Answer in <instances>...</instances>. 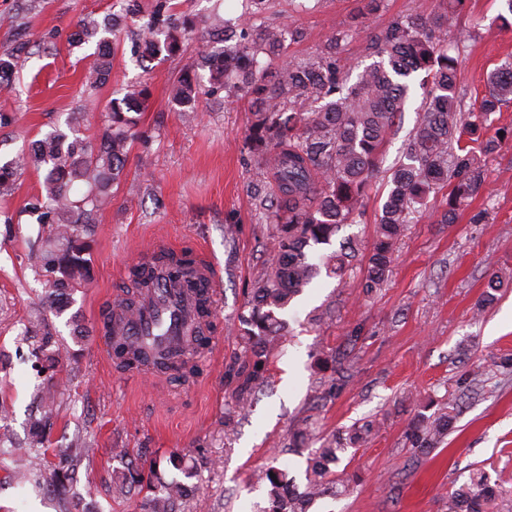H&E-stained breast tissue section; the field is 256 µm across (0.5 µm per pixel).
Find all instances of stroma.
Wrapping results in <instances>:
<instances>
[{
  "label": "stroma",
  "instance_id": "35a3bbf8",
  "mask_svg": "<svg viewBox=\"0 0 512 512\" xmlns=\"http://www.w3.org/2000/svg\"><path fill=\"white\" fill-rule=\"evenodd\" d=\"M366 0H267L263 17L300 27L289 45L302 57L323 46L337 26L364 15L365 31L347 45L348 60L368 65L366 35L390 17L433 12L436 0H384L365 15ZM503 0H470L460 29L459 81L467 101L483 95L488 75L512 63V28L492 27ZM179 8L207 28L213 18L240 21L242 0H179ZM113 0H0V51L18 27L31 48L12 95L0 94V165L27 151L55 126L75 120L77 136L98 143L100 115L126 85L151 89L135 142L112 200L98 214L86 257L90 278L64 294L61 308L45 299L42 277L29 261L48 226L27 214L43 172L14 174L15 190L0 196V512H143L140 495L112 492V477L128 465H159L169 479L192 472L195 493L178 512H263L264 485L255 476L270 467L305 484L307 456L295 451L302 432L315 438L350 435L365 425V443L342 455L332 492L308 512H448V494L484 470L500 495L494 512H512V138L486 162L484 190L461 206L455 223L442 221L444 198L416 216L400 238L386 282L366 292L365 272L345 279L320 273L288 308L291 335L271 348L268 381L250 406L239 409L228 369L244 351L247 290L270 271L275 230L263 220L258 192H273L272 172L243 148L251 123L246 101L202 96L196 111L170 103L174 80L193 68L196 39L180 54L160 56L141 70L133 55L139 22L129 20L109 80L87 95L83 77L94 45L70 47L83 18H103ZM388 174H379L354 223L343 225L317 254L351 243L359 259L371 251ZM485 212L484 223L471 217ZM167 238L201 248L217 262L221 288L215 352L196 360L197 373L152 381L118 370L100 341L96 323L112 298L131 284L128 268L140 249ZM502 276L494 303L475 313L489 272ZM56 353L47 366L42 351ZM56 391L46 457L83 442L95 453L83 460L65 492L31 473L14 472L29 453L28 421L45 387ZM453 418L442 443L423 454L406 438L417 416Z\"/></svg>",
  "mask_w": 512,
  "mask_h": 512
}]
</instances>
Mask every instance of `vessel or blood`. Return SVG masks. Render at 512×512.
<instances>
[{
    "label": "vessel or blood",
    "instance_id": "1",
    "mask_svg": "<svg viewBox=\"0 0 512 512\" xmlns=\"http://www.w3.org/2000/svg\"><path fill=\"white\" fill-rule=\"evenodd\" d=\"M175 274L180 287L156 285L143 290L136 314L113 306L110 328L101 334L107 349L121 346L140 353L141 360L133 367L139 374H153L159 356L177 354L191 342L206 351L213 344L204 334L205 321L198 311L202 303L211 311L217 306L218 279L212 260L203 250H194L191 263Z\"/></svg>",
    "mask_w": 512,
    "mask_h": 512
}]
</instances>
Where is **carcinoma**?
I'll list each match as a JSON object with an SVG mask.
<instances>
[{
    "mask_svg": "<svg viewBox=\"0 0 512 512\" xmlns=\"http://www.w3.org/2000/svg\"><path fill=\"white\" fill-rule=\"evenodd\" d=\"M257 10L244 18V31L208 34L200 55L214 62L210 91L228 90L248 99L251 124L245 146L263 165L275 172V204L263 208L265 223L275 225L278 254L271 273L250 291L251 310L241 316L244 359L233 370L239 406L266 381L270 348L288 333V322L277 316L308 287L317 265L304 248L326 244L344 224L360 214L371 179L384 163L383 146L394 132L419 75L425 106L413 132L405 140L400 158L392 168L390 189L382 205L373 250L368 257L365 288L373 290L386 280L395 246L415 214L429 198L445 193L448 209L443 221L452 224L456 210L477 195L485 183V159L498 152L500 139L485 135L490 115L512 103V67L491 73V89L477 106L464 113L465 93L458 82V59L446 52L448 32L459 26L469 0H442L434 16L411 12L387 20L367 35L368 50L378 61L365 67L350 82L357 65L342 58L346 44L361 32V22L336 28L316 52L294 58L287 41L303 37L292 25H272L262 20L265 0H250ZM141 21V60L175 55L185 37L197 29L190 18L175 12L171 0H153L148 10L133 8ZM122 20L111 14L102 22L81 19L70 45H96L95 59L85 84L95 89L112 71L118 46L111 41ZM29 53L26 34L18 32L11 45L0 52V92H10L16 68ZM202 85L195 76L177 81L172 104L178 112L196 111ZM150 90L145 82L127 86L122 98L110 102L97 146L57 129L34 145L21 159L0 168V194L13 190L12 171L31 167L45 171L44 193L33 196L26 212L39 224L51 227L31 249L30 260L47 282L50 304L61 290L74 291L89 278L85 239L93 233L97 215L112 198L124 162L138 139L136 114L149 107ZM86 191L73 198L75 183ZM355 259L354 252L332 258L333 273L344 278ZM54 414L53 396H43L40 416L31 422L32 446L48 442L46 429ZM450 420L429 425L416 422L408 437L415 447L428 450L448 434ZM347 448L339 437L324 439L311 450L318 463L305 473V489L298 491L285 471H264L270 507L267 512H305L304 504L317 499L333 483L328 464L339 460ZM92 452L67 448L62 456L71 463L53 469L59 484L74 480L72 460ZM115 492L145 491L146 512H175L180 499L192 487L173 479L166 481L159 469L149 475L130 469L116 475ZM495 491L487 476L476 472L471 486L448 496V512H486Z\"/></svg>",
    "mask_w": 512,
    "mask_h": 512,
    "instance_id": "carcinoma-1",
    "label": "carcinoma"
}]
</instances>
